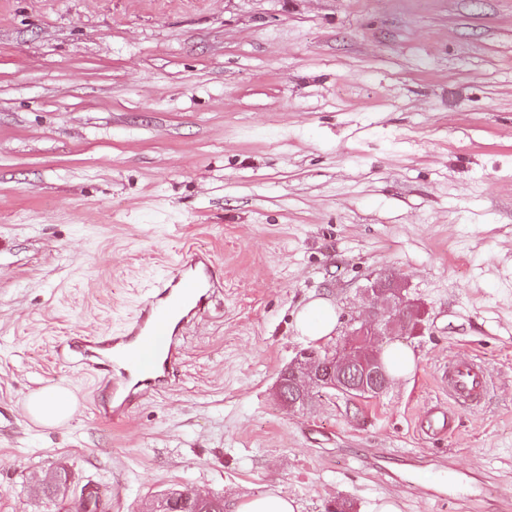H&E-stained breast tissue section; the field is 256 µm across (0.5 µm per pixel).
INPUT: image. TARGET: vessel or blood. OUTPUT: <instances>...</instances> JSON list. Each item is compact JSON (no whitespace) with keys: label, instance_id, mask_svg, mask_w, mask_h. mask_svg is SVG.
<instances>
[{"label":"vessel or blood","instance_id":"b4317fda","mask_svg":"<svg viewBox=\"0 0 512 512\" xmlns=\"http://www.w3.org/2000/svg\"><path fill=\"white\" fill-rule=\"evenodd\" d=\"M209 252H186L157 291L141 301L138 313L119 335L76 336L67 346L90 368L109 367L118 371L112 382L109 416L128 415L143 397L160 392L176 381L180 348L177 341L189 325L201 318L216 298ZM449 396L458 403L477 406L485 398L489 373L475 359L448 363L441 371ZM426 435L452 432L454 417L439 406L426 408L421 419Z\"/></svg>","mask_w":512,"mask_h":512}]
</instances>
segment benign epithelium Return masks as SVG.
<instances>
[{
    "label": "benign epithelium",
    "mask_w": 512,
    "mask_h": 512,
    "mask_svg": "<svg viewBox=\"0 0 512 512\" xmlns=\"http://www.w3.org/2000/svg\"><path fill=\"white\" fill-rule=\"evenodd\" d=\"M371 293L369 316L351 323V330L330 352L318 349L304 351L289 366L294 387L299 392L309 388L369 390L383 393L390 383L376 345L394 336L412 334L418 327L416 304L404 293L397 281L387 286L377 280L368 289ZM179 499L182 512H198V505L207 497L186 490L173 494Z\"/></svg>",
    "instance_id": "benign-epithelium-1"
}]
</instances>
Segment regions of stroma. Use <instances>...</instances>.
<instances>
[{"mask_svg": "<svg viewBox=\"0 0 512 512\" xmlns=\"http://www.w3.org/2000/svg\"><path fill=\"white\" fill-rule=\"evenodd\" d=\"M188 248L222 292L178 379L100 415L111 380L58 345L121 332ZM384 273L422 309L413 371L281 405L301 307L331 301L333 347ZM457 356L488 368L480 408L448 397ZM53 386L77 409L42 427L25 400ZM433 405L449 436L422 432ZM379 453L414 457L411 485ZM450 466L487 497H425ZM86 485L104 512L185 486L225 512L271 489L512 512V0H0V512H76Z\"/></svg>", "mask_w": 512, "mask_h": 512, "instance_id": "35a3bbf8", "label": "stroma"}]
</instances>
